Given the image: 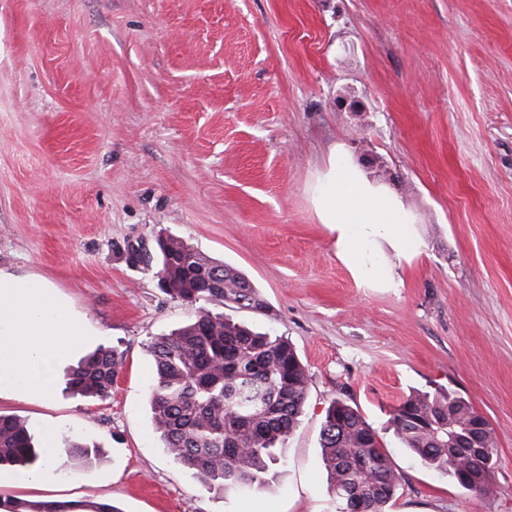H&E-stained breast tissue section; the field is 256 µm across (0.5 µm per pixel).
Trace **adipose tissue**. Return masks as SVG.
Masks as SVG:
<instances>
[{
    "instance_id": "obj_1",
    "label": "adipose tissue",
    "mask_w": 512,
    "mask_h": 512,
    "mask_svg": "<svg viewBox=\"0 0 512 512\" xmlns=\"http://www.w3.org/2000/svg\"><path fill=\"white\" fill-rule=\"evenodd\" d=\"M314 202L322 223L335 236L338 258L362 281L389 279L370 261L372 246L384 241L405 252L414 245L401 203L344 157L330 158ZM90 333L45 282L0 272V397H50L57 365Z\"/></svg>"
}]
</instances>
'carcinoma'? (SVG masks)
<instances>
[{
	"instance_id": "1",
	"label": "carcinoma",
	"mask_w": 512,
	"mask_h": 512,
	"mask_svg": "<svg viewBox=\"0 0 512 512\" xmlns=\"http://www.w3.org/2000/svg\"><path fill=\"white\" fill-rule=\"evenodd\" d=\"M157 273L165 293L198 306L195 319L153 338L150 385L152 427L164 450L195 471L210 488L250 490L269 485L272 467L299 424L308 374L288 340L240 325L206 305L220 303L253 313L268 312L255 286L175 236L157 240ZM125 353L99 346L68 371V385L83 397L104 400L121 372ZM479 417L451 390L417 391L396 407L390 424L398 443L423 467L448 476L461 488L490 498L498 493L493 474L496 436L484 422L481 445L486 472L467 470L466 449H454ZM329 492L361 512H385L401 481L379 434L348 403L335 399L326 410L320 438ZM70 457L87 460L100 448L66 441ZM43 448L25 424L0 415V467L37 470ZM3 512H119L104 502L0 500Z\"/></svg>"
}]
</instances>
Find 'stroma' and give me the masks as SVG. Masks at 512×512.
I'll list each match as a JSON object with an SVG mask.
<instances>
[{
  "label": "stroma",
  "instance_id": "35a3bbf8",
  "mask_svg": "<svg viewBox=\"0 0 512 512\" xmlns=\"http://www.w3.org/2000/svg\"><path fill=\"white\" fill-rule=\"evenodd\" d=\"M334 152L411 218L413 253H373L393 286L359 282L317 216ZM161 235L244 273L267 314L213 311L287 338L308 369L267 488L205 486L153 430L146 346L196 316L128 259ZM0 271L94 328L67 365L126 356L106 400L0 399L59 439L43 489L2 498L339 512L320 432L341 399L402 475L386 512H512V0H0ZM439 387L494 428L496 497L396 442L394 407ZM71 436L101 455L71 459Z\"/></svg>",
  "mask_w": 512,
  "mask_h": 512
}]
</instances>
